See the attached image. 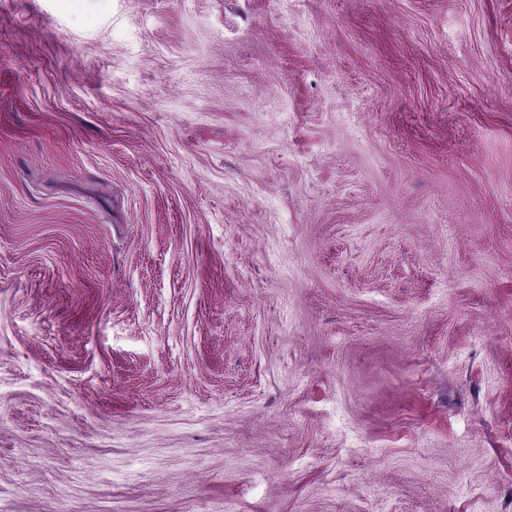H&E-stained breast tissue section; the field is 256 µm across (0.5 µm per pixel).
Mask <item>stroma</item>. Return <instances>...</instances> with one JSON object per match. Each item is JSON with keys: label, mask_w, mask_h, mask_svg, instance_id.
I'll return each mask as SVG.
<instances>
[{"label": "stroma", "mask_w": 512, "mask_h": 512, "mask_svg": "<svg viewBox=\"0 0 512 512\" xmlns=\"http://www.w3.org/2000/svg\"><path fill=\"white\" fill-rule=\"evenodd\" d=\"M0 512H512V0H0Z\"/></svg>", "instance_id": "1"}]
</instances>
